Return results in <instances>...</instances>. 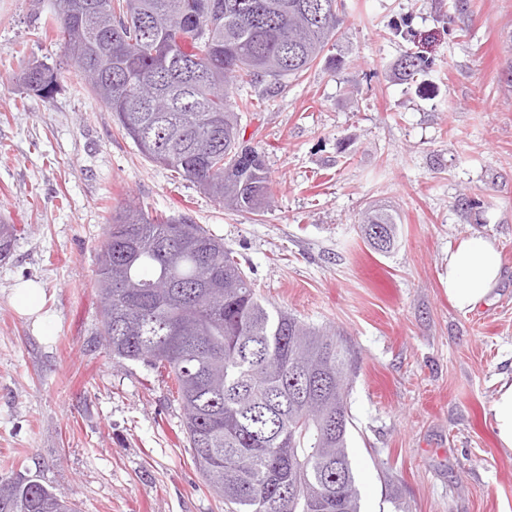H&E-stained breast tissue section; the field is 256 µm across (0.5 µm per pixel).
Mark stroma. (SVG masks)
<instances>
[{
	"mask_svg": "<svg viewBox=\"0 0 512 512\" xmlns=\"http://www.w3.org/2000/svg\"><path fill=\"white\" fill-rule=\"evenodd\" d=\"M55 0H0V477L38 476L81 512H224L195 467L164 370L101 343L97 259L113 211L187 215L240 260L261 298L340 333L353 354L349 452L361 512H512V448L491 406L512 381V0H341L331 49L243 118L273 199L233 212L145 158L87 92L59 42ZM408 52L429 68L400 79ZM60 65L46 102L18 83ZM369 208L397 217L393 251L364 242ZM492 244L496 288L462 312L448 254ZM44 288L52 335L11 304Z\"/></svg>",
	"mask_w": 512,
	"mask_h": 512,
	"instance_id": "35a3bbf8",
	"label": "stroma"
}]
</instances>
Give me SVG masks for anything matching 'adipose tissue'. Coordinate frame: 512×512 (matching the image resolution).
<instances>
[{
  "mask_svg": "<svg viewBox=\"0 0 512 512\" xmlns=\"http://www.w3.org/2000/svg\"><path fill=\"white\" fill-rule=\"evenodd\" d=\"M501 280V270L490 242L474 236L448 255L446 283L448 298L461 311L469 310L489 295ZM12 304L28 317L38 335L48 333L50 317L43 309V289L32 281L16 286Z\"/></svg>",
  "mask_w": 512,
  "mask_h": 512,
  "instance_id": "ef3b65f1",
  "label": "adipose tissue"
}]
</instances>
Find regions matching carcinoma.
<instances>
[{
    "label": "carcinoma",
    "mask_w": 512,
    "mask_h": 512,
    "mask_svg": "<svg viewBox=\"0 0 512 512\" xmlns=\"http://www.w3.org/2000/svg\"><path fill=\"white\" fill-rule=\"evenodd\" d=\"M36 36L89 47L85 88L120 132L224 203L254 213L272 199L264 152L243 145L241 90L301 78L335 39L338 0H60ZM51 101L61 69L20 78ZM152 82L179 94L168 112L136 98ZM360 232L392 251L397 217L369 209ZM15 239L0 224V258ZM101 336L115 360H146L176 386L194 464L229 512H360L348 448L350 349L266 303L224 243L184 215L127 203L98 256ZM0 512H76L38 480L0 479Z\"/></svg>",
    "instance_id": "obj_1"
}]
</instances>
